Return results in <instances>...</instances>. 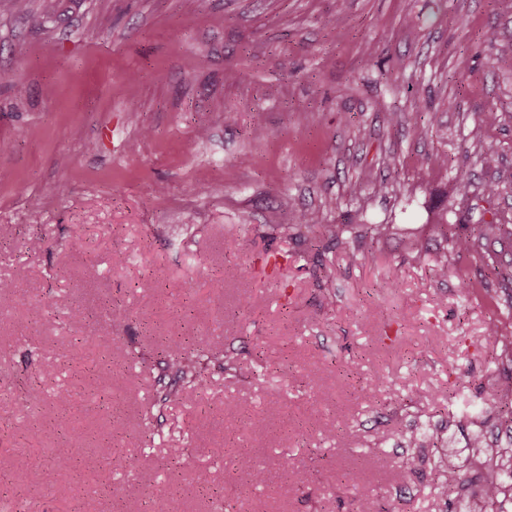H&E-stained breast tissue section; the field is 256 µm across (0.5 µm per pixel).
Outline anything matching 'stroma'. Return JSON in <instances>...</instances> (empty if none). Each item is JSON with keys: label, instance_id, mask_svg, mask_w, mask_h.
I'll return each instance as SVG.
<instances>
[{"label": "stroma", "instance_id": "stroma-1", "mask_svg": "<svg viewBox=\"0 0 512 512\" xmlns=\"http://www.w3.org/2000/svg\"><path fill=\"white\" fill-rule=\"evenodd\" d=\"M421 98L426 135L412 122ZM0 143V471L27 473L22 512H121L106 489L130 483L176 512H212L190 471L223 512H354L361 495L373 512H433L404 433L435 434L429 458L471 468L457 409L433 394L468 371L471 403L498 430L485 390L507 381L485 326L512 330V293L465 296L409 243L441 250L442 213L457 233L512 217V0H6ZM438 155L447 169L431 166ZM397 176L405 192L375 191ZM299 210L392 230L363 252L272 231L271 217L290 224ZM78 233L84 250L62 248ZM239 264L250 276H225ZM77 306L88 320L75 329ZM179 338L235 352L238 368L210 364L192 403L159 408L162 349ZM77 347L111 356L112 371L78 380ZM263 358L293 382L261 375ZM375 375L384 387L359 388ZM76 436L83 463L65 482L56 462ZM173 448L188 449L185 468L169 466ZM256 464L267 480L251 487Z\"/></svg>", "mask_w": 512, "mask_h": 512}]
</instances>
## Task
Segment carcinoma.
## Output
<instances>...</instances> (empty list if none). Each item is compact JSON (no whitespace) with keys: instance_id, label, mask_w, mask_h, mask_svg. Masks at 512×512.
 <instances>
[{"instance_id":"1","label":"carcinoma","mask_w":512,"mask_h":512,"mask_svg":"<svg viewBox=\"0 0 512 512\" xmlns=\"http://www.w3.org/2000/svg\"><path fill=\"white\" fill-rule=\"evenodd\" d=\"M271 222L273 230L283 236L310 244L326 240L341 249L348 248L353 241L361 243L367 240L373 245L388 234V226L385 224H365L363 233L353 236L349 225L332 224L324 227L314 223L309 213L304 211L297 213L294 224H279L275 217ZM444 237L447 247L432 259L436 277L444 279L453 276L459 280L464 293L479 292L491 302L497 301L498 288L491 287L489 278L496 279L499 288H512V270L500 268L497 254L483 250V243L489 240H512V224H504L502 218L496 216L492 222L480 224L468 234L446 232ZM476 257L490 271V276L478 282L473 281L460 266L461 259ZM485 336L496 349L493 363L512 370V331L503 328L499 321L492 320L487 324ZM164 353L174 380L156 390V401L160 404L180 400L203 388L206 384L205 371L213 361L221 363L226 373L236 369L237 358L234 354L226 352L218 356L200 343L168 341L164 345ZM486 401L498 408L502 422L512 426V384L502 394L495 388L489 389ZM485 424L482 410L470 406L460 410L458 425L470 430L467 447L471 448L475 469L471 474L464 475L449 462L436 464L432 467L431 488L437 497L448 500L452 496L464 497L475 485L479 488L482 503L478 512H512V487L505 488L501 479L504 472L512 475V440L505 446L493 445L487 438Z\"/></svg>"}]
</instances>
